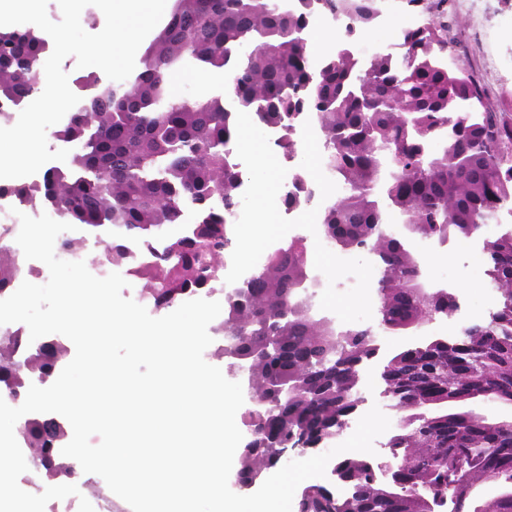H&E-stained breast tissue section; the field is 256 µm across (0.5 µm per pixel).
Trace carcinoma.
<instances>
[{"instance_id": "cac0c4a2", "label": "carcinoma", "mask_w": 512, "mask_h": 512, "mask_svg": "<svg viewBox=\"0 0 512 512\" xmlns=\"http://www.w3.org/2000/svg\"><path fill=\"white\" fill-rule=\"evenodd\" d=\"M420 3L434 18L402 34L400 58H363L358 33L377 16V0H175L170 20L125 83L97 85L95 112L78 107L56 136L75 146L65 168L46 169L32 192L69 224L103 244L105 266H125L143 283L141 303L173 308L215 290L219 261L232 245L244 174L234 159L240 116L291 131L318 126L322 165L337 186L318 230L340 251L373 252L376 322L399 334L408 323L450 317L451 292L419 287L409 236L445 243L479 234L512 205V113L485 104L487 91L464 68L440 61L448 51L446 0ZM349 20L335 51L311 64L308 22ZM49 37L0 26V98L24 104L36 90ZM252 48L243 57L241 51ZM190 65L226 74L228 108L219 98L176 97L170 75ZM448 128L442 149L429 142ZM308 173L294 168L280 194L288 211L307 204ZM195 222L177 236L187 208ZM413 225L392 231L387 217ZM159 246L137 266L132 245ZM497 294L488 317L453 336L398 348L380 379L395 406L409 409L385 443L389 465L359 452L333 463L335 487L305 486L298 512H512V417L479 416V399L512 406V228L484 243ZM213 333L218 355L242 370L256 404L245 413L249 440L236 474L252 483L278 465L275 448H317L358 412L359 373L378 358L370 327L342 326L320 313L306 239L269 252L231 297ZM68 354L49 339H0V389L16 398L36 377L56 376ZM30 462L50 482L78 476L61 454L67 437L54 416L27 420Z\"/></svg>"}]
</instances>
